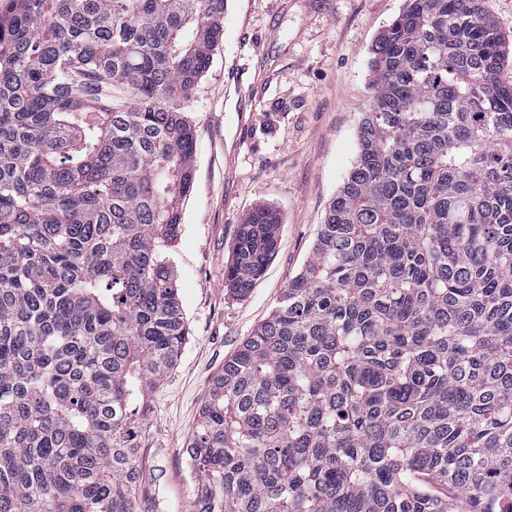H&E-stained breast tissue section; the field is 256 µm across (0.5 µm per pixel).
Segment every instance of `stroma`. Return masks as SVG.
<instances>
[{"instance_id": "stroma-1", "label": "stroma", "mask_w": 512, "mask_h": 512, "mask_svg": "<svg viewBox=\"0 0 512 512\" xmlns=\"http://www.w3.org/2000/svg\"><path fill=\"white\" fill-rule=\"evenodd\" d=\"M403 0H228L224 36L185 105L193 189L171 256L189 331L148 395L135 512H195L185 449L213 377L302 270L356 157L372 97L370 49ZM277 210L279 246L247 297L224 267L253 208Z\"/></svg>"}]
</instances>
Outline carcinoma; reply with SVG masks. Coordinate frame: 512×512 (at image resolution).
<instances>
[{"label":"carcinoma","instance_id":"obj_1","mask_svg":"<svg viewBox=\"0 0 512 512\" xmlns=\"http://www.w3.org/2000/svg\"><path fill=\"white\" fill-rule=\"evenodd\" d=\"M227 0L0 8V512H134L146 392L188 331L182 110ZM512 41L404 0L300 274L186 448L197 512H512ZM278 211L238 227L246 296Z\"/></svg>","mask_w":512,"mask_h":512}]
</instances>
